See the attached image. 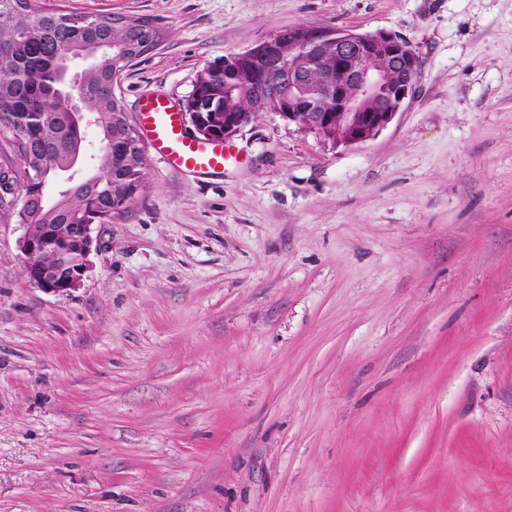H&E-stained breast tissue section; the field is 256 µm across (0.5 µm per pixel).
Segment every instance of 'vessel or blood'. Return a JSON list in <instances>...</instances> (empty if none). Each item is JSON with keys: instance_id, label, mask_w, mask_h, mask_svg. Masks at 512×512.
I'll use <instances>...</instances> for the list:
<instances>
[{"instance_id": "1", "label": "vessel or blood", "mask_w": 512, "mask_h": 512, "mask_svg": "<svg viewBox=\"0 0 512 512\" xmlns=\"http://www.w3.org/2000/svg\"><path fill=\"white\" fill-rule=\"evenodd\" d=\"M138 121L148 145L171 169L200 176L223 171L224 144L190 135L181 112L167 99L159 96L142 99Z\"/></svg>"}]
</instances>
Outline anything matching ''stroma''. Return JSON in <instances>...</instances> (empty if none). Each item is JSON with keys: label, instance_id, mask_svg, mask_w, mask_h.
<instances>
[{"label": "stroma", "instance_id": "obj_1", "mask_svg": "<svg viewBox=\"0 0 512 512\" xmlns=\"http://www.w3.org/2000/svg\"><path fill=\"white\" fill-rule=\"evenodd\" d=\"M153 19L129 112L308 23L399 33L412 95L332 147L264 112L155 153L81 285L0 217V512H512V0H54Z\"/></svg>", "mask_w": 512, "mask_h": 512}]
</instances>
